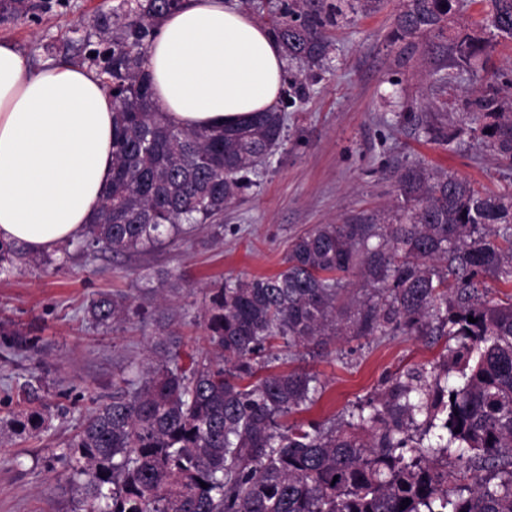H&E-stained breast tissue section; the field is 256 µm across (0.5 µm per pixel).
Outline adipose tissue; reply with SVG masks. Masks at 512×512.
Wrapping results in <instances>:
<instances>
[{
  "mask_svg": "<svg viewBox=\"0 0 512 512\" xmlns=\"http://www.w3.org/2000/svg\"><path fill=\"white\" fill-rule=\"evenodd\" d=\"M284 51L231 0H186L148 49L154 97L188 127L236 123L278 101ZM112 180V100L95 72L0 41V240L43 254L90 224Z\"/></svg>",
  "mask_w": 512,
  "mask_h": 512,
  "instance_id": "ef3b65f1",
  "label": "adipose tissue"
}]
</instances>
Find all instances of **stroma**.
Listing matches in <instances>:
<instances>
[{
  "mask_svg": "<svg viewBox=\"0 0 512 512\" xmlns=\"http://www.w3.org/2000/svg\"><path fill=\"white\" fill-rule=\"evenodd\" d=\"M119 3L67 0L32 21L0 23V40L36 68L59 59L47 45L64 47L78 26L93 31L103 7ZM399 8L400 0H382L376 12L330 29L332 47L317 76L286 62V78L304 82V95L286 111L282 145L225 208L222 227L202 225L174 246L117 257L88 252L50 273L24 265L0 276V512H71L76 491L60 456L93 399L110 397L115 378L153 364L160 334L180 337V353L206 352L203 307L214 282L278 273L296 236L390 204L408 165L458 175L490 194L512 185V168L491 156L465 106L482 83L465 74L450 79L447 41L391 43ZM436 118L455 132L450 144L422 130ZM103 294L128 298L123 324L106 329L87 321V305ZM18 334L35 339L36 350H19ZM447 354L442 337L368 336L316 356L281 352L276 367L319 378L320 398L294 419L330 426L410 368L455 385ZM26 384L51 413L36 435L11 425Z\"/></svg>",
  "mask_w": 512,
  "mask_h": 512,
  "instance_id": "stroma-1",
  "label": "stroma"
}]
</instances>
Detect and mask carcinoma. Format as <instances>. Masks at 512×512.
I'll return each instance as SVG.
<instances>
[{
  "instance_id": "obj_1",
  "label": "carcinoma",
  "mask_w": 512,
  "mask_h": 512,
  "mask_svg": "<svg viewBox=\"0 0 512 512\" xmlns=\"http://www.w3.org/2000/svg\"><path fill=\"white\" fill-rule=\"evenodd\" d=\"M379 2L281 0L270 23L288 58L311 70L328 55V28ZM490 3L484 35L448 42L450 67L469 71L491 56L494 39L512 40V0ZM182 5L123 0L96 20V47L73 29L71 42L85 45L82 61L113 104L112 182L77 235L82 251L158 248L219 223L248 173L280 146L285 109L301 97L302 84L290 80L281 107L242 122L169 121L153 100L146 53ZM462 8V0H404L390 39L437 38ZM50 9L52 0H0V22ZM474 108L485 146L512 166V97L488 93ZM397 191L383 214L297 236L279 273L210 289L211 354L185 364L164 348L144 377L113 382L112 401L85 416L64 453L78 492L73 512H512V301L479 293L489 274L512 283V188L484 195L415 164L399 172ZM55 261L0 244V274ZM354 278L367 293L349 288ZM129 310L126 297L102 295L86 313L109 327ZM427 332L455 341L456 385L431 392L425 369H408L337 428L283 424L313 404L318 379L269 371L274 345L319 354L348 336ZM419 417L426 431L439 430V443L408 444ZM45 422L33 411L14 426L37 432ZM461 471L470 483L459 482Z\"/></svg>"
}]
</instances>
